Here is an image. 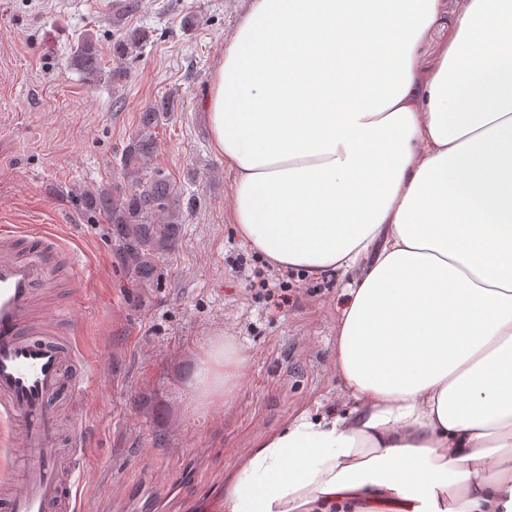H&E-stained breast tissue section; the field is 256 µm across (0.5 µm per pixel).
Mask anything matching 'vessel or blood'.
I'll list each match as a JSON object with an SVG mask.
<instances>
[{
    "mask_svg": "<svg viewBox=\"0 0 512 512\" xmlns=\"http://www.w3.org/2000/svg\"><path fill=\"white\" fill-rule=\"evenodd\" d=\"M65 248L53 233L31 234L0 226V470L15 467L10 449L20 439L30 458L20 479L0 487L5 512H78L77 475H65L57 446L55 401L67 389L82 390L88 365L76 337H60V310L41 328L31 326L38 289L51 287Z\"/></svg>",
    "mask_w": 512,
    "mask_h": 512,
    "instance_id": "obj_1",
    "label": "vessel or blood"
}]
</instances>
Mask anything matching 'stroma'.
Returning a JSON list of instances; mask_svg holds the SVG:
<instances>
[{
  "label": "stroma",
  "instance_id": "stroma-1",
  "mask_svg": "<svg viewBox=\"0 0 512 512\" xmlns=\"http://www.w3.org/2000/svg\"><path fill=\"white\" fill-rule=\"evenodd\" d=\"M250 7L139 0L128 13L102 0H0V221L54 231L72 251L64 266L85 283L78 306L67 284L53 292L58 307L75 310L90 368L83 391L56 401L62 444L83 432L84 512H219L225 474L256 442L302 411L348 405L333 356L352 274L267 267L230 222L234 176L211 147V78ZM454 21L455 0H445L417 49L421 70ZM132 28L150 40L126 60L123 86L87 80L72 65L90 33L112 68L109 48ZM167 95L177 110L158 127L150 163L181 187L183 223L146 287L83 192L126 184L118 161L138 115ZM261 268L271 287L288 285L280 309L255 294ZM218 336L249 360L230 403L199 406L198 363Z\"/></svg>",
  "mask_w": 512,
  "mask_h": 512
}]
</instances>
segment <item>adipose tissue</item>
<instances>
[{
    "label": "adipose tissue",
    "instance_id": "obj_1",
    "mask_svg": "<svg viewBox=\"0 0 512 512\" xmlns=\"http://www.w3.org/2000/svg\"><path fill=\"white\" fill-rule=\"evenodd\" d=\"M252 0L212 77L230 220L277 268L359 269L337 325L353 405L241 455L222 512H512V0ZM215 337L194 393L231 399ZM444 2L438 21L428 31L417 49V61L423 72L429 70L434 64L441 46L448 40V33L455 21V0Z\"/></svg>",
    "mask_w": 512,
    "mask_h": 512
}]
</instances>
